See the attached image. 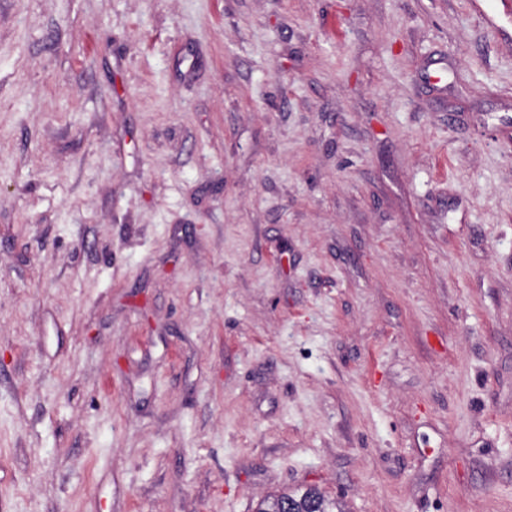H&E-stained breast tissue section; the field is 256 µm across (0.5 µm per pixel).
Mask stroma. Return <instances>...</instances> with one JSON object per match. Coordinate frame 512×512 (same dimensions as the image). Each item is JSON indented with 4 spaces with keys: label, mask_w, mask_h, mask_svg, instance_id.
<instances>
[{
    "label": "stroma",
    "mask_w": 512,
    "mask_h": 512,
    "mask_svg": "<svg viewBox=\"0 0 512 512\" xmlns=\"http://www.w3.org/2000/svg\"><path fill=\"white\" fill-rule=\"evenodd\" d=\"M512 512L500 0H0V512ZM261 512H344L342 506L319 491L303 495L300 491H284L264 500Z\"/></svg>",
    "instance_id": "1"
}]
</instances>
